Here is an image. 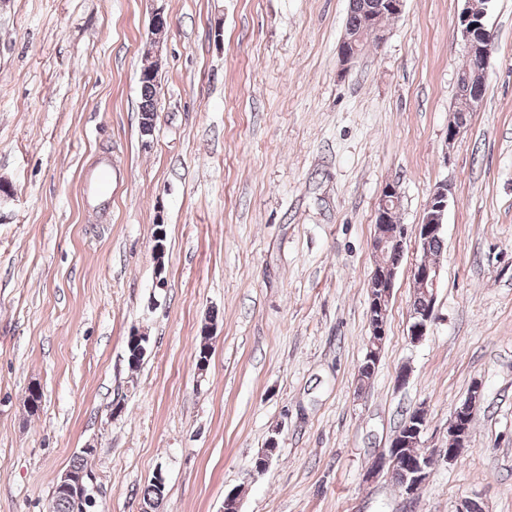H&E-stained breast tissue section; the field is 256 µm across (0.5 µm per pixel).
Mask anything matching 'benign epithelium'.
I'll use <instances>...</instances> for the list:
<instances>
[{
	"label": "benign epithelium",
	"mask_w": 512,
	"mask_h": 512,
	"mask_svg": "<svg viewBox=\"0 0 512 512\" xmlns=\"http://www.w3.org/2000/svg\"><path fill=\"white\" fill-rule=\"evenodd\" d=\"M473 0H467L466 7L459 15L458 30L462 49L474 59L473 70L460 76V82L471 99L472 106H478L486 90V74L494 49V36L485 23V15H474L470 10ZM387 38L384 27L373 18L358 35L344 34L339 46V58L343 67H348L360 54V44L368 40L378 46ZM160 59L159 55L145 58L140 71V79L158 83ZM448 185L437 186L427 203L422 222L415 225L414 239L422 258L412 268V278L423 293L424 302L414 314L415 320L409 327L410 342H422L428 335L429 328L435 319L436 293L441 279V263L427 261V250L432 239L443 236L445 213L448 208ZM401 195L398 187L389 184L385 187L377 213L376 231L372 240V250L378 257L370 280V290L376 291L375 309L384 314L388 311L389 301L394 288V281L403 256L408 233L402 224L390 223L391 214L399 207ZM386 326L382 323L373 329L371 341L367 344L368 353L364 359L376 360L382 348ZM480 398V388H475L467 401L454 409L448 424V437L455 438L458 446L448 449L447 460L455 461L467 447L468 421L474 415L476 402ZM427 426L425 414L416 408L411 412L406 424L405 434L392 440L389 448L371 465L367 477L374 478L388 465L396 470L406 468V478L401 489L412 497L429 477L431 457L423 449V435ZM415 449L414 460L406 464L402 462L399 449ZM94 489V477L90 473L75 472L71 469L63 471L57 478L54 490L80 502Z\"/></svg>",
	"instance_id": "1"
}]
</instances>
